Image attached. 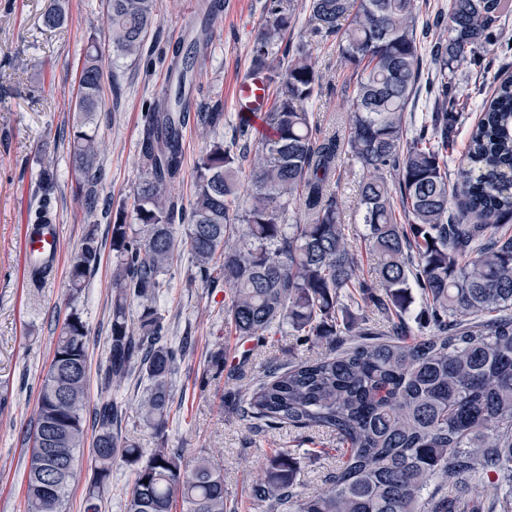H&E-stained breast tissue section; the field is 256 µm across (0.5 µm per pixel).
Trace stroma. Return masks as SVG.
Masks as SVG:
<instances>
[{"mask_svg": "<svg viewBox=\"0 0 512 512\" xmlns=\"http://www.w3.org/2000/svg\"><path fill=\"white\" fill-rule=\"evenodd\" d=\"M203 0H156V22L139 57L106 65L102 84L104 105L97 114L103 142L97 187L100 206L89 210L74 195L77 176L69 162L63 128L72 123L83 50L90 40L106 44L107 0H0V512H27L25 487L41 379L51 360L53 344L71 310H78L88 327L92 366L105 356L110 301L112 253L107 237L117 210H131L133 189L143 175L140 143L145 116L168 88L172 49L195 35L202 19ZM266 0H224L214 33L195 65L193 105L222 104L225 143H233L238 114L232 90L250 73L251 48ZM59 9L67 20L45 28V13ZM312 61L322 88L308 103L314 120L327 135H344L352 105L350 72L344 69L331 42L313 47ZM512 75V11L502 21L496 42L468 56L460 66L457 94L464 101L465 120L456 138L454 155L463 159L468 134L480 114L483 96L494 91V77ZM49 145L57 188L52 215L61 227L59 264L53 276L32 286L27 267L26 232L39 204L41 145ZM206 146L194 127L184 136L182 176L169 194L182 206L194 197V170ZM360 163L342 154L336 168V193L349 243L362 260L356 274L370 278L372 261L364 257L357 208ZM101 240V262L77 302H70L67 280L70 259L80 248L89 225ZM170 282L159 300L173 335L191 332L193 352L181 363L173 380L174 402L169 445L182 449L185 461L207 455L224 473V490L238 512H265L248 494L253 468L277 450L302 455L299 475L305 492L329 487L336 467V437L318 429L288 424L262 432L251 429L238 412L240 400L256 387L268 365L316 358L328 346L319 341L303 345L290 332L243 343L224 319V295L205 288L195 276L188 254L170 267ZM249 352L248 364L235 374L219 370L215 355L225 363ZM88 404L112 399L122 403L126 418L123 437L150 454L154 440L139 420L142 387L137 379L109 388L98 375L88 382Z\"/></svg>", "mask_w": 512, "mask_h": 512, "instance_id": "stroma-1", "label": "stroma"}]
</instances>
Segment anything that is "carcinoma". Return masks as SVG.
Here are the masks:
<instances>
[{
  "label": "carcinoma",
  "instance_id": "1",
  "mask_svg": "<svg viewBox=\"0 0 512 512\" xmlns=\"http://www.w3.org/2000/svg\"><path fill=\"white\" fill-rule=\"evenodd\" d=\"M508 9V0H448L447 36L427 43L418 0H310L308 39L294 44L291 4L267 0L251 53L253 72L273 88L265 115L270 134L256 139L242 120L243 150L207 142L182 236L167 187L181 176L184 129L191 123L207 135L224 124V113L191 111L186 88L199 40L176 45L169 69L175 94L147 114L132 214L109 225L112 299L100 369L106 386L133 375L146 382L138 411L156 448L145 458L122 437L121 404L96 405L86 512H99L117 458L133 472L125 512L178 506L237 512L210 458L188 465L180 449L168 446L172 379L192 340L172 341L157 300L169 287L164 275L184 252L206 287L224 289V312L236 335L266 339L286 326L301 342L329 344L317 358L269 366L239 406L258 429L283 423L324 429L341 444L330 488L321 493L300 490L297 454L268 457L248 489L266 512H465L474 488L487 480L496 492L490 512H512V79L499 81L482 101L468 136V167L456 181L448 178L463 119L456 111L457 70L493 41ZM154 24V0H108L113 55H141ZM331 36L353 82L342 139L322 134L304 109L320 88L312 45ZM425 47L437 112L409 138L404 112L418 92ZM104 67L99 43L89 41L67 132L71 166L81 176L76 197L88 205L101 179L96 115ZM345 150L368 172L360 209L375 260L370 283L354 278L358 255L349 248L332 186ZM248 159L252 194L238 212L239 172ZM55 184L44 156L36 225L51 221ZM293 203L303 220L287 224L284 212ZM100 259L91 227L71 260L69 300L82 295ZM374 287L381 293L372 294ZM344 295L353 302L371 296L386 323L359 322L341 305ZM411 316L427 333L410 337ZM87 358L88 330L74 309L38 393L28 512H64L75 455L84 447Z\"/></svg>",
  "mask_w": 512,
  "mask_h": 512
}]
</instances>
